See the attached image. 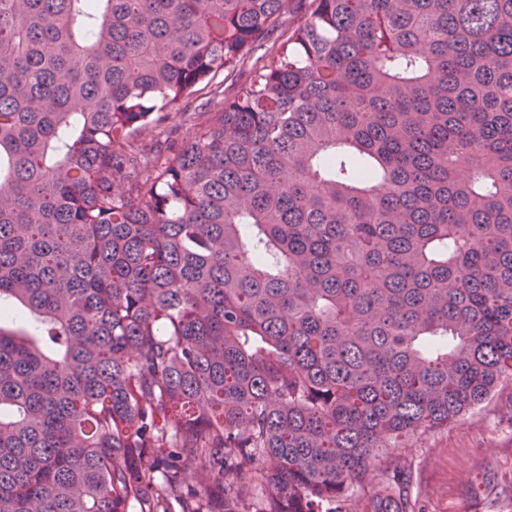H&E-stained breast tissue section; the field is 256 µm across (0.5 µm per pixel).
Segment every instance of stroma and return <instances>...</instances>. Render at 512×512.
I'll list each match as a JSON object with an SVG mask.
<instances>
[{
    "mask_svg": "<svg viewBox=\"0 0 512 512\" xmlns=\"http://www.w3.org/2000/svg\"><path fill=\"white\" fill-rule=\"evenodd\" d=\"M413 458L425 512H486L469 486L512 473V383L503 382L474 411L424 436Z\"/></svg>",
    "mask_w": 512,
    "mask_h": 512,
    "instance_id": "35a3bbf8",
    "label": "stroma"
}]
</instances>
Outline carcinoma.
Listing matches in <instances>:
<instances>
[{"mask_svg": "<svg viewBox=\"0 0 512 512\" xmlns=\"http://www.w3.org/2000/svg\"><path fill=\"white\" fill-rule=\"evenodd\" d=\"M289 3L0 0V512H422L512 379V0ZM308 3V0H295L292 2V11L284 15L282 18L283 26L279 31H276L269 36L268 44L271 45L276 43V47H278L284 41L285 37H282L283 31L288 30V27H295L304 19ZM204 100L198 99L194 101H181L172 112L170 120L159 130V139L169 141H178L182 135L180 112H201L200 103Z\"/></svg>", "mask_w": 512, "mask_h": 512, "instance_id": "carcinoma-1", "label": "carcinoma"}]
</instances>
